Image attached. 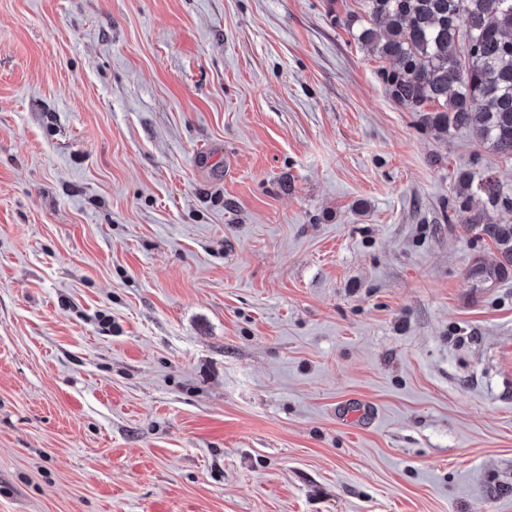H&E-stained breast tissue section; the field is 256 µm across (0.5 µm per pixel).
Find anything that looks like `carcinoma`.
<instances>
[{
	"mask_svg": "<svg viewBox=\"0 0 512 512\" xmlns=\"http://www.w3.org/2000/svg\"><path fill=\"white\" fill-rule=\"evenodd\" d=\"M358 44L387 66L378 72L387 94L424 125L448 136L465 130L484 148L512 162V0H363ZM483 208L472 215L470 201ZM454 217L487 236L501 260L477 266L490 279L512 271V224L493 215L512 212V189L491 173L457 177Z\"/></svg>",
	"mask_w": 512,
	"mask_h": 512,
	"instance_id": "1",
	"label": "carcinoma"
}]
</instances>
